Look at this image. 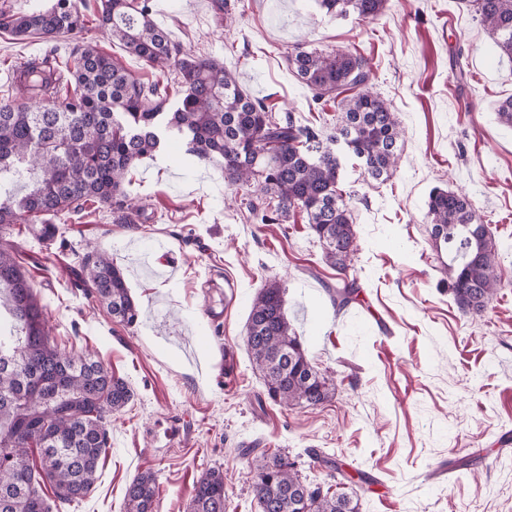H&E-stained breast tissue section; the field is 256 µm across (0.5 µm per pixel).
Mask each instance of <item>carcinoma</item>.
Listing matches in <instances>:
<instances>
[{
  "instance_id": "carcinoma-1",
  "label": "carcinoma",
  "mask_w": 512,
  "mask_h": 512,
  "mask_svg": "<svg viewBox=\"0 0 512 512\" xmlns=\"http://www.w3.org/2000/svg\"><path fill=\"white\" fill-rule=\"evenodd\" d=\"M387 0H320L326 13L375 20ZM495 46L512 59V0H469ZM96 27L130 55L176 74L181 97L169 87L144 82L88 43L62 72L48 58L15 70L11 84L31 99L24 108L0 104V186L31 181L17 196L0 191V233L36 224L39 237L55 238L58 215L89 202L112 210L115 224H135L142 207L124 191L127 174L155 154L166 138L184 139L197 160H224V182L259 224H284L297 212L336 269L326 291L339 308L356 302L359 286L349 277L357 251L355 224L338 188L344 155L357 158L370 181L383 183L396 169L400 129L392 106L371 91L366 58L317 52L300 45L288 65L316 104L336 103L339 116L323 132L288 115L279 118L251 97L236 76L212 57L193 54L151 19L150 0H101ZM19 40L51 39L85 27L76 0L24 12L0 8V28ZM75 95L57 102L63 81ZM427 216L437 248H446L449 289L460 309L484 311L496 293L498 249L477 222L469 199L438 189ZM81 283L118 322L132 326L140 310L120 268L95 247L83 259ZM284 288L268 279L256 294L245 342L268 398L288 406L314 407L334 388L309 362L285 316ZM132 391L96 355H71L49 340L43 307L14 253L0 247V512H52L91 491L109 446L108 418L121 412ZM254 493L259 512H357L345 493L305 483L283 457L255 458ZM156 477L136 476L125 492V512H153ZM224 472L210 468L196 480L189 512H225Z\"/></svg>"
}]
</instances>
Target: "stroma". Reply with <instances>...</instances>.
I'll return each instance as SVG.
<instances>
[{
	"label": "stroma",
	"instance_id": "stroma-1",
	"mask_svg": "<svg viewBox=\"0 0 512 512\" xmlns=\"http://www.w3.org/2000/svg\"><path fill=\"white\" fill-rule=\"evenodd\" d=\"M153 0L151 17L186 50L224 62L276 115L315 128L335 121L289 69L295 44L366 58L377 92L402 129L400 162L384 184L345 157L359 251L348 273L358 303L336 311L325 291L336 270L303 214L253 221L224 182L218 159L186 164L179 141L145 158L127 191L144 212L116 224L109 210L68 217L53 240L23 231L0 240L24 267L61 350L96 352L133 396L112 416L98 479L63 512H123L138 474L157 479L154 512H188L200 473L217 467L226 512H257L250 462L281 455L306 482L336 485L311 454L363 471L349 484L358 512H512V127L495 112L512 96V60L500 56L467 0H388L368 21L327 14L319 0ZM91 43L134 76L168 74L129 56L94 21L55 40L0 31V102L13 69ZM465 194L496 241L501 279L483 315L459 309L430 237L433 189ZM125 270L141 308L128 327L79 284L88 243ZM286 288L285 308L310 363L334 385L317 407L270 400L252 365L245 326L265 280ZM233 285L225 301L211 285ZM223 307L222 321L208 306Z\"/></svg>",
	"mask_w": 512,
	"mask_h": 512
}]
</instances>
